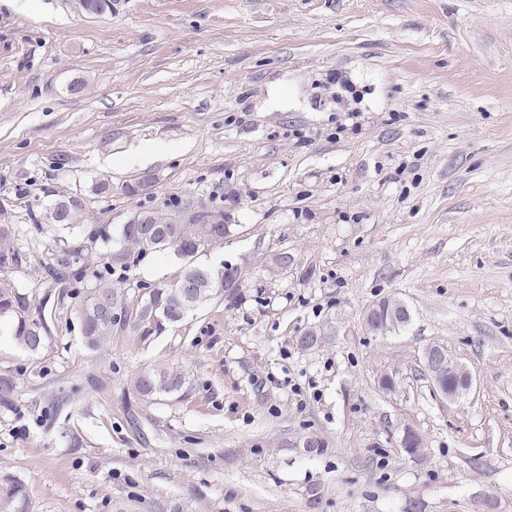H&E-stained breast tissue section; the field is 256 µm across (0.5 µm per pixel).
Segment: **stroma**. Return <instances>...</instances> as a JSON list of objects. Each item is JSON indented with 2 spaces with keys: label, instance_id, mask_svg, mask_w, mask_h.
<instances>
[{
  "label": "stroma",
  "instance_id": "stroma-1",
  "mask_svg": "<svg viewBox=\"0 0 512 512\" xmlns=\"http://www.w3.org/2000/svg\"><path fill=\"white\" fill-rule=\"evenodd\" d=\"M63 195L90 226L223 212L195 262L238 286L89 349L41 267ZM0 208L48 329L37 353L0 334L27 512H512V0H0ZM183 268L149 251L112 286L134 313ZM387 297L410 321L376 336ZM433 345L466 400L434 395ZM153 365L183 389L139 397ZM423 361L425 371L432 378L440 399L455 402L471 392L474 383L473 373L464 364L448 355L444 347L435 345L427 348ZM186 383L185 375L170 366L145 367L131 379L132 389L143 399L179 392Z\"/></svg>",
  "mask_w": 512,
  "mask_h": 512
}]
</instances>
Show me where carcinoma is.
Here are the masks:
<instances>
[{
  "label": "carcinoma",
  "instance_id": "obj_1",
  "mask_svg": "<svg viewBox=\"0 0 512 512\" xmlns=\"http://www.w3.org/2000/svg\"><path fill=\"white\" fill-rule=\"evenodd\" d=\"M81 200L65 197L46 209L45 218L65 229L74 230L70 241L51 254L45 264L46 274L57 283L70 286L81 284L93 276L96 284L92 288L76 291L79 302L75 314L80 323L84 342L90 348H97L112 336L113 328L127 322L128 309L122 297L103 282L101 272L91 269L96 254L97 242L111 239L107 225L87 227L81 223L83 217ZM167 237L150 241L146 239L138 224H124L121 227L120 247L110 252L104 263L105 272H112V266L127 268L133 255L148 251L172 249L175 255L185 261L181 281L169 287L152 289L136 313L140 322L162 318L169 322L180 321L186 312L209 299L217 290L233 287L235 271L226 268L213 271L200 267L191 259L204 247L224 239L229 232L227 224H203L192 220L185 224H166ZM18 232L12 224H0V268L5 269L17 260ZM194 284L195 294L187 297L181 282ZM9 320V335L22 348L31 352L41 349L47 339V327L42 310L33 307L29 295L20 291L6 276H0V319ZM186 383L185 375L170 366L145 367L131 379L132 389L144 399L170 395L179 392ZM26 491L22 482L11 475L0 477V512H25Z\"/></svg>",
  "mask_w": 512,
  "mask_h": 512
}]
</instances>
